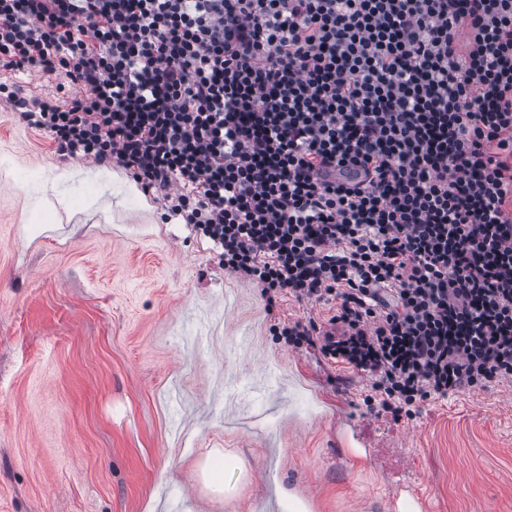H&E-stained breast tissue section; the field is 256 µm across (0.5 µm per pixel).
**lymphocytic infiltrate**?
<instances>
[{
    "instance_id": "f902f5d3",
    "label": "lymphocytic infiltrate",
    "mask_w": 512,
    "mask_h": 512,
    "mask_svg": "<svg viewBox=\"0 0 512 512\" xmlns=\"http://www.w3.org/2000/svg\"><path fill=\"white\" fill-rule=\"evenodd\" d=\"M0 103L116 163L383 410L512 382V0H0ZM9 79L15 82L21 96L30 100H53L63 101L71 98L79 92L78 88H66V94L57 90L58 80L47 77L40 72L30 71L14 74L9 71L0 70V81Z\"/></svg>"
}]
</instances>
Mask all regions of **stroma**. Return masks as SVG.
Wrapping results in <instances>:
<instances>
[{"instance_id": "35a3bbf8", "label": "stroma", "mask_w": 512, "mask_h": 512, "mask_svg": "<svg viewBox=\"0 0 512 512\" xmlns=\"http://www.w3.org/2000/svg\"><path fill=\"white\" fill-rule=\"evenodd\" d=\"M130 182L0 108V512H512V383L367 409L369 377L270 332L326 306L267 311Z\"/></svg>"}]
</instances>
